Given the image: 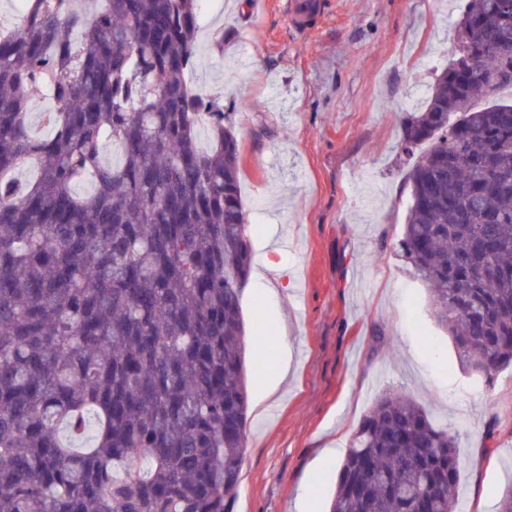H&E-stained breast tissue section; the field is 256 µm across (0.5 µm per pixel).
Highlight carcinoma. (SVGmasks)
I'll return each mask as SVG.
<instances>
[{
	"label": "carcinoma",
	"instance_id": "carcinoma-1",
	"mask_svg": "<svg viewBox=\"0 0 512 512\" xmlns=\"http://www.w3.org/2000/svg\"><path fill=\"white\" fill-rule=\"evenodd\" d=\"M198 2L27 0L0 24V512H229L238 494L253 255L237 137L188 81ZM449 54L403 125L399 247L489 381L512 365V10L467 0ZM458 476L454 435L389 392L330 512H456Z\"/></svg>",
	"mask_w": 512,
	"mask_h": 512
}]
</instances>
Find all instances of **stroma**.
I'll list each match as a JSON object with an SVG mask.
<instances>
[{
	"instance_id": "35a3bbf8",
	"label": "stroma",
	"mask_w": 512,
	"mask_h": 512,
	"mask_svg": "<svg viewBox=\"0 0 512 512\" xmlns=\"http://www.w3.org/2000/svg\"><path fill=\"white\" fill-rule=\"evenodd\" d=\"M203 0L192 82L221 97L241 148L254 271L244 287L249 409L232 512H328L341 454L385 391L457 433L463 512L512 486V367L462 371L426 287L397 255L410 190L409 100L448 65L463 0H322L305 33L287 0ZM334 449L322 460L324 449Z\"/></svg>"
}]
</instances>
